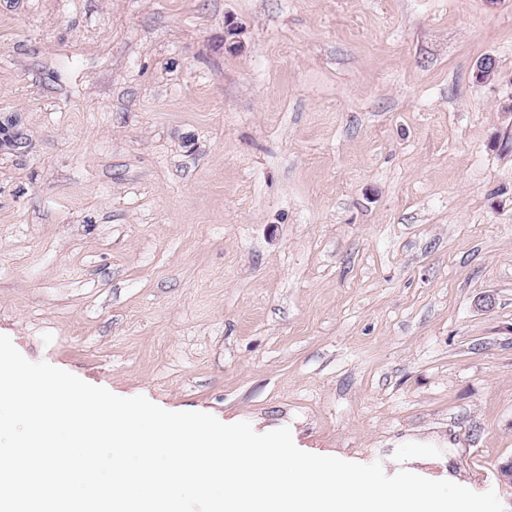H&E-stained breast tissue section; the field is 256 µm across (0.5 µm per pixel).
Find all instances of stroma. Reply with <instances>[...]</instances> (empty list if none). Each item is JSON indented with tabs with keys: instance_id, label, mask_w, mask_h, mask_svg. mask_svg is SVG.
I'll use <instances>...</instances> for the list:
<instances>
[{
	"instance_id": "1",
	"label": "stroma",
	"mask_w": 512,
	"mask_h": 512,
	"mask_svg": "<svg viewBox=\"0 0 512 512\" xmlns=\"http://www.w3.org/2000/svg\"><path fill=\"white\" fill-rule=\"evenodd\" d=\"M0 123L25 358L512 512V0H0Z\"/></svg>"
}]
</instances>
